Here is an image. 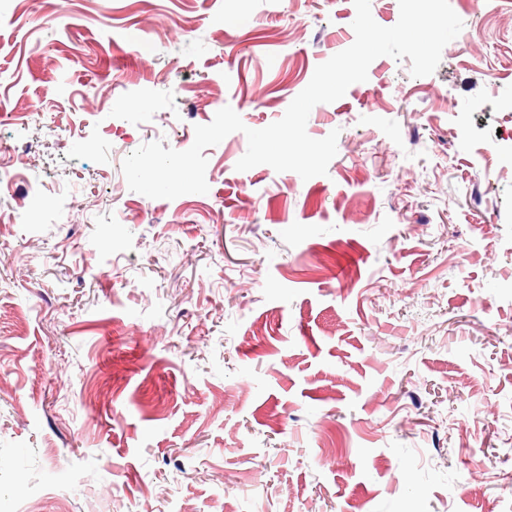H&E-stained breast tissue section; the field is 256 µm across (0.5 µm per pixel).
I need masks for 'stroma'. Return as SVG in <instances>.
Here are the masks:
<instances>
[{"label":"stroma","instance_id":"stroma-1","mask_svg":"<svg viewBox=\"0 0 512 512\" xmlns=\"http://www.w3.org/2000/svg\"><path fill=\"white\" fill-rule=\"evenodd\" d=\"M450 5L313 107L327 175L234 132L167 200L124 158L282 118L352 0H0V512H512V0Z\"/></svg>","mask_w":512,"mask_h":512}]
</instances>
